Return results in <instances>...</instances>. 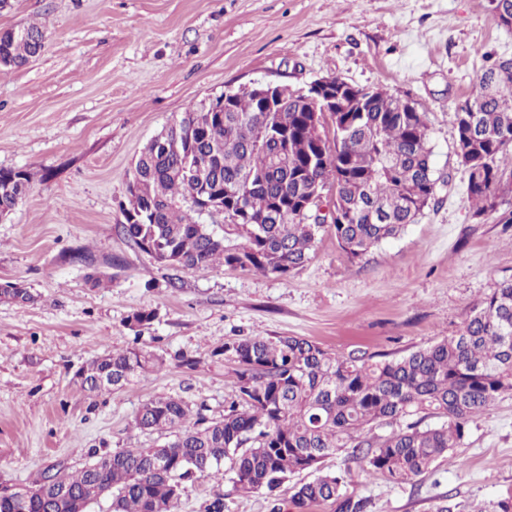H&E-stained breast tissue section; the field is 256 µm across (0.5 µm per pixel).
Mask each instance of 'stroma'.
I'll return each instance as SVG.
<instances>
[{
  "instance_id": "1",
  "label": "stroma",
  "mask_w": 512,
  "mask_h": 512,
  "mask_svg": "<svg viewBox=\"0 0 512 512\" xmlns=\"http://www.w3.org/2000/svg\"><path fill=\"white\" fill-rule=\"evenodd\" d=\"M33 22L44 52L0 67V169L30 177L0 221V283L34 295L0 302V484L80 469L92 448L163 444L168 434L133 426L152 398L222 418L236 390L226 338L300 336L399 357L456 334L512 279V194L472 219L452 123L487 62L512 57V30L488 0H10L0 11V29ZM330 74L425 112L435 198L398 237L352 258L322 231L310 262L280 277L165 267L116 232L137 156L187 108L254 80L297 89ZM92 275L104 287H90ZM143 310L154 320L134 324ZM131 346L164 357L165 370L96 396L76 383L85 362ZM178 353L194 369L177 368ZM323 468L349 471L363 512H472L512 491V394L410 483L370 472L352 448ZM219 497L224 512H273L290 492L243 495L206 478L186 484L179 512Z\"/></svg>"
}]
</instances>
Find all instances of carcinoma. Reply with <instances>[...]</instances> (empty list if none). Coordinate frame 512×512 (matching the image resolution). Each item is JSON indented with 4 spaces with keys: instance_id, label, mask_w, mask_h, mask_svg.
<instances>
[{
    "instance_id": "obj_1",
    "label": "carcinoma",
    "mask_w": 512,
    "mask_h": 512,
    "mask_svg": "<svg viewBox=\"0 0 512 512\" xmlns=\"http://www.w3.org/2000/svg\"><path fill=\"white\" fill-rule=\"evenodd\" d=\"M27 39L0 41V54L34 55L45 33L31 24ZM358 98L336 100L322 119L323 103L291 96L264 112L239 96L211 119V103L185 112L168 148L146 146L128 185L126 204L141 221L124 220L117 232L138 247L176 257L172 267L231 269L288 276L310 260L325 225L315 209L332 191L337 217L330 225L341 248L361 257L415 223L435 197L432 150L424 112L382 90L342 78ZM456 155L466 177L473 218L494 210L512 193V57L482 70L472 94L454 111ZM29 177L0 169V210L16 205ZM221 199V230L199 209L203 194ZM32 300L26 288L0 291V301ZM224 357L237 364L238 393L224 418L190 422L180 397L148 400L133 425L174 433L157 448L100 454L75 473L45 471L17 499L0 488V512H87L109 498V512H178L183 486L210 476L229 477L242 494L274 495L295 475L315 477L295 485L293 506L339 502V512H360L344 494L347 472H323L322 460L343 448L366 449L367 465L397 484L414 478L459 447L469 421L498 398L512 394V279L496 285L454 336L398 358L339 355L296 336L227 340ZM165 368L163 358L135 347L111 352L76 373L99 394ZM112 372V384L89 380ZM424 413L436 427L408 424L385 436L372 426ZM229 468H224V462Z\"/></svg>"
}]
</instances>
